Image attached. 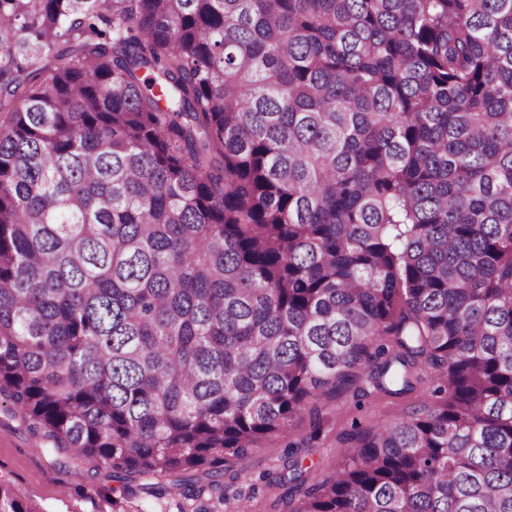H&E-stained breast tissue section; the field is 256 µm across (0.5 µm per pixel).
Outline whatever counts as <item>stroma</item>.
I'll use <instances>...</instances> for the list:
<instances>
[{
    "label": "stroma",
    "instance_id": "obj_1",
    "mask_svg": "<svg viewBox=\"0 0 512 512\" xmlns=\"http://www.w3.org/2000/svg\"><path fill=\"white\" fill-rule=\"evenodd\" d=\"M414 401L411 395L372 396L357 407L349 394L337 395L323 413L319 450L312 456L319 471L328 470L334 462L352 420L368 427L401 414ZM311 423V415L302 414L292 421L287 437L266 439L252 455L247 478L236 481L231 488L232 493L249 496L252 512H282L278 504L281 488L268 484L263 476L277 472L287 443L306 439ZM0 483L10 486L30 512H180L186 504L178 495L116 498L113 479L53 447L42 431L34 429L30 419L4 397H0Z\"/></svg>",
    "mask_w": 512,
    "mask_h": 512
}]
</instances>
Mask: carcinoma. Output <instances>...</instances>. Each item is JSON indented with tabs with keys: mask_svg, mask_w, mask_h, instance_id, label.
Wrapping results in <instances>:
<instances>
[{
	"mask_svg": "<svg viewBox=\"0 0 512 512\" xmlns=\"http://www.w3.org/2000/svg\"><path fill=\"white\" fill-rule=\"evenodd\" d=\"M421 388L288 443L287 512H512V0H0V396L55 447L226 504ZM423 396L421 391L403 397L391 398L371 396L363 400L361 408H355L349 393L336 395L329 403L328 410L323 412L318 452L312 459L318 464V473L325 472L329 464L336 459V452L344 448L342 438L350 430L353 418H357L363 426L369 427L384 419L400 415L408 406ZM311 423L312 417L308 413V407H306L304 413L292 421L286 438L281 436L271 437L263 441L249 461L246 479L236 481L228 491L229 496L231 497L232 494H244L246 498L250 495L252 497L249 502L251 512H285L282 511L281 505H276L283 490L269 485L267 479L260 482L252 481L251 478L256 480L260 474L270 473L272 475L277 472L281 467L283 453L288 442L294 441L298 443L309 437L312 430ZM252 483L258 484V488L255 491H252Z\"/></svg>",
	"mask_w": 512,
	"mask_h": 512,
	"instance_id": "1",
	"label": "carcinoma"
}]
</instances>
